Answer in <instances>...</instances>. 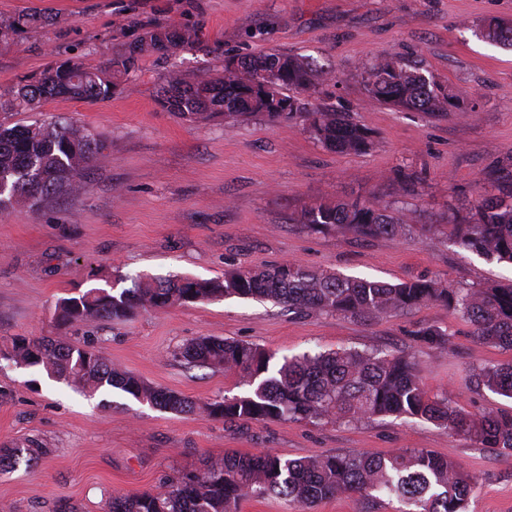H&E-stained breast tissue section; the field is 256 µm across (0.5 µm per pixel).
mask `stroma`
Instances as JSON below:
<instances>
[{"label": "stroma", "mask_w": 512, "mask_h": 512, "mask_svg": "<svg viewBox=\"0 0 512 512\" xmlns=\"http://www.w3.org/2000/svg\"><path fill=\"white\" fill-rule=\"evenodd\" d=\"M38 12L48 25L0 47V96L57 59L101 67L153 24L201 30L196 46L165 58L140 56L112 97L46 100L36 112H0V123L66 117L108 143L85 191L32 213H0V349L12 337H46L98 352L154 387L194 402L174 414L114 392L107 403L49 379L39 367L0 359V448L35 444L33 467L0 474L11 512H105L115 496L153 491L225 451L270 450L296 459L423 449L456 461L478 490L468 512H512V453L499 454L409 418L355 425L213 418L201 405L239 396L235 372L187 365L175 353L202 336L283 354L340 348H415L432 394L459 393L473 414L512 411V400L469 383L472 368L512 361V351L476 342L447 309L397 315H305L237 297L138 311L124 320L58 326L60 298L113 281L169 275L210 279L225 271L293 262L319 273L397 283L441 278L457 287L512 283V265L452 244L450 217L512 184V47L481 38L492 19L512 22V0H0V15ZM299 54L334 70L321 104L367 128L366 152L326 149L302 124L215 118L191 122L157 101L169 71L189 80L223 77L224 61ZM432 74L453 95L444 117L384 105L361 73L377 61ZM370 200L402 211L395 237L363 238L300 221L316 201ZM435 325L445 349L416 346Z\"/></svg>", "instance_id": "obj_1"}]
</instances>
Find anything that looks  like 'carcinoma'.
Returning <instances> with one entry per match:
<instances>
[{
    "mask_svg": "<svg viewBox=\"0 0 512 512\" xmlns=\"http://www.w3.org/2000/svg\"><path fill=\"white\" fill-rule=\"evenodd\" d=\"M46 24L37 13L0 17V45ZM491 42L512 47V22L491 20L484 26ZM194 28L154 25L134 45L112 55L99 68L71 59L55 62L37 76L21 80L1 110L36 111L53 96L83 101L109 98L118 82L135 68L138 56H170L195 44ZM224 65V77L187 81L171 71L158 98L188 121L224 117H265L272 122L301 118L312 135L338 153L369 147L366 128L348 115L301 100L320 93L333 79L293 54L269 53ZM366 91L378 101L408 111L448 112L451 95L419 69L400 62L371 64L363 76ZM106 142L96 133L65 119L5 127L0 125V212L17 206L36 213L50 200L76 197L85 189L87 171L107 158ZM313 227L340 226L365 237L402 235L404 219L374 201L314 202L301 212ZM460 248L488 260L512 263V190L481 198L469 215L448 225ZM267 299L308 314L351 316L406 313L437 304L471 327L482 343L512 350V283L457 288L441 279L399 283L317 273L296 263L270 269L238 268L214 279L154 278L135 280L129 288H90L63 297L56 305L61 327L90 318L125 319L140 309H164L218 298ZM429 348H442L448 334L435 326L414 332ZM11 349L53 378L89 397L118 389L137 401L172 413H189L195 403L174 392L146 384L89 349L53 345L35 336H15ZM194 367L241 371L246 394L202 407L214 418L236 420L321 421L352 425L366 419L405 416L429 422L489 451H512V413L471 414L448 392L430 395L417 372L415 355L383 349H339L276 357L249 343L200 338L180 351ZM477 384L512 399V363L483 365ZM42 449L0 448V472L20 464L36 465ZM477 480L459 465L426 450L399 449L385 456L349 452L288 459L275 452H226L168 481L156 491L115 496L107 512H238L240 501L275 496L290 506L310 507L340 495L386 496L401 503L400 512H467Z\"/></svg>",
    "mask_w": 512,
    "mask_h": 512,
    "instance_id": "obj_1",
    "label": "carcinoma"
}]
</instances>
